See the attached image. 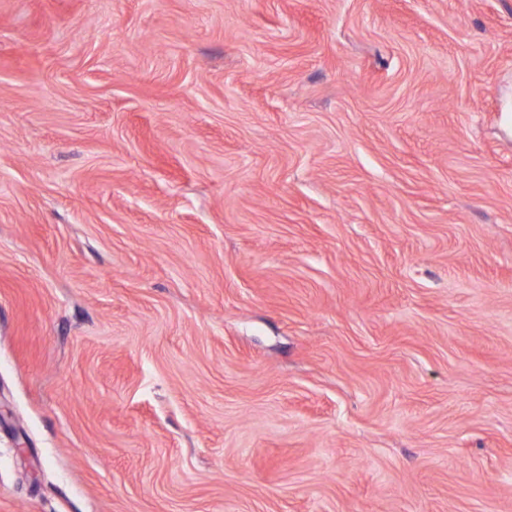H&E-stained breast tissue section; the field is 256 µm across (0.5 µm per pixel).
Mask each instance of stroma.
Masks as SVG:
<instances>
[{
    "label": "stroma",
    "mask_w": 512,
    "mask_h": 512,
    "mask_svg": "<svg viewBox=\"0 0 512 512\" xmlns=\"http://www.w3.org/2000/svg\"><path fill=\"white\" fill-rule=\"evenodd\" d=\"M512 0H0V512H512Z\"/></svg>",
    "instance_id": "35a3bbf8"
}]
</instances>
